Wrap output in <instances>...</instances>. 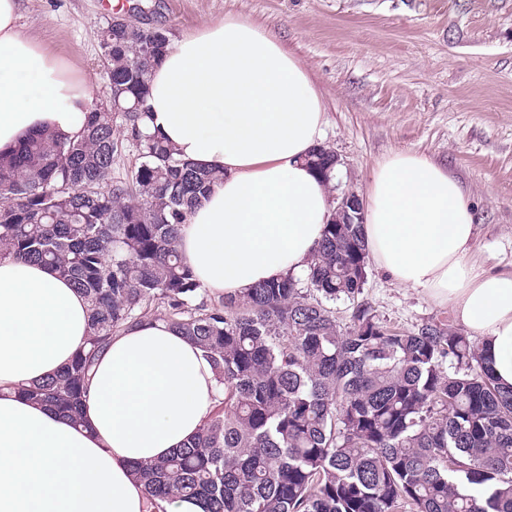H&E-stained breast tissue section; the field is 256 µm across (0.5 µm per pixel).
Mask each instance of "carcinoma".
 Returning a JSON list of instances; mask_svg holds the SVG:
<instances>
[{"instance_id": "1", "label": "carcinoma", "mask_w": 512, "mask_h": 512, "mask_svg": "<svg viewBox=\"0 0 512 512\" xmlns=\"http://www.w3.org/2000/svg\"><path fill=\"white\" fill-rule=\"evenodd\" d=\"M166 33L107 24L102 65L123 87L91 104L77 140L30 136L0 157V257L49 264L91 307L70 366L21 389L73 423L97 355L123 328L162 318L193 341L223 388L199 434L134 471L152 497L205 512H512V390L482 343L451 326L393 329L358 300L360 224H325L304 274L212 303L179 249L187 212L216 176L147 132L151 69ZM139 148L112 180L123 139ZM310 164L332 181L335 152ZM351 306L343 328L333 304Z\"/></svg>"}]
</instances>
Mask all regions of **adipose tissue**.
I'll return each instance as SVG.
<instances>
[{
	"instance_id": "ef3b65f1",
	"label": "adipose tissue",
	"mask_w": 512,
	"mask_h": 512,
	"mask_svg": "<svg viewBox=\"0 0 512 512\" xmlns=\"http://www.w3.org/2000/svg\"><path fill=\"white\" fill-rule=\"evenodd\" d=\"M0 0V154L29 136L84 133L91 97ZM151 131L176 156L221 172L191 210L181 251L211 297L304 272L333 203L303 159L319 146L322 97L305 64L241 17L174 38L149 82ZM365 245L395 284L425 290L479 335L496 381L512 387V271L474 272L473 208L446 167L413 151L379 161ZM89 305L55 269L0 259V512H204L147 497L131 467L194 438L219 388L200 348L161 320L124 328L98 357L82 422L18 386L54 377L90 334Z\"/></svg>"
}]
</instances>
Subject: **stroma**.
Here are the masks:
<instances>
[{
    "label": "stroma",
    "mask_w": 512,
    "mask_h": 512,
    "mask_svg": "<svg viewBox=\"0 0 512 512\" xmlns=\"http://www.w3.org/2000/svg\"><path fill=\"white\" fill-rule=\"evenodd\" d=\"M169 36L242 16L300 58L326 111L323 146L342 163L336 190L367 195L396 150L447 167L469 192L476 270H512V0H142ZM105 0H23L21 22L70 64L93 101L110 87L99 65ZM386 325H448V306L367 268L361 295Z\"/></svg>",
    "instance_id": "stroma-1"
}]
</instances>
